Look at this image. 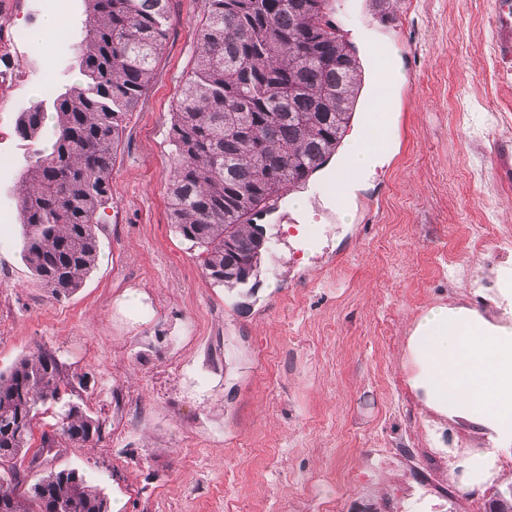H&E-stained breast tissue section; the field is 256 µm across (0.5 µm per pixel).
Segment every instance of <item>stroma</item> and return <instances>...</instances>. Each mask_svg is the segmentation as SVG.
Instances as JSON below:
<instances>
[{
    "label": "stroma",
    "instance_id": "1",
    "mask_svg": "<svg viewBox=\"0 0 512 512\" xmlns=\"http://www.w3.org/2000/svg\"><path fill=\"white\" fill-rule=\"evenodd\" d=\"M334 21L369 64L386 46L413 81L401 85L390 157L330 205L321 177L301 189L295 223L266 222L255 288L204 278L169 222V130L197 50L204 0H171L154 78L128 115L99 226L97 265L52 299L23 260L16 189L34 143L0 112V370L54 353L63 400L102 423L53 467L96 481L120 512H486L512 476L469 494L451 480L453 452L475 440L433 417L408 384L405 348L434 305L499 311L478 287L512 253V65L497 23L512 0H333ZM65 35L15 57L43 82L64 72L82 18L61 0ZM354 215L344 223L342 210ZM140 293L129 305L128 292Z\"/></svg>",
    "mask_w": 512,
    "mask_h": 512
}]
</instances>
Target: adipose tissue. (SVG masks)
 Here are the masks:
<instances>
[{
    "instance_id": "ef3b65f1",
    "label": "adipose tissue",
    "mask_w": 512,
    "mask_h": 512,
    "mask_svg": "<svg viewBox=\"0 0 512 512\" xmlns=\"http://www.w3.org/2000/svg\"><path fill=\"white\" fill-rule=\"evenodd\" d=\"M377 71L390 92L380 112L367 117L365 133L348 143L350 169L327 173L349 188L391 153V114L398 107L391 89L402 74L393 58L381 62ZM489 290L493 302L506 304L504 317L493 321L472 307L435 305L416 319L407 340L413 365L409 384L425 408L464 421L488 443L485 449L462 453L452 467L465 492L498 481L497 451L512 446V254L493 270Z\"/></svg>"
}]
</instances>
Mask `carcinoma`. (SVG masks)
<instances>
[{
    "mask_svg": "<svg viewBox=\"0 0 512 512\" xmlns=\"http://www.w3.org/2000/svg\"><path fill=\"white\" fill-rule=\"evenodd\" d=\"M67 69L81 79L17 113L22 140L50 139L21 173L23 258L55 300L82 287L98 259L125 122L150 85L169 36V0H82ZM331 0H205L197 52L172 113L169 217L204 276L233 289L231 269L257 254L252 224L338 153L362 82L355 49L330 19ZM52 125H47L49 118ZM56 358L39 350L0 372V512H110L103 489L74 468L36 471L38 406L60 400ZM100 420L68 402L56 433L86 444Z\"/></svg>",
    "mask_w": 512,
    "mask_h": 512,
    "instance_id": "obj_1",
    "label": "carcinoma"
}]
</instances>
